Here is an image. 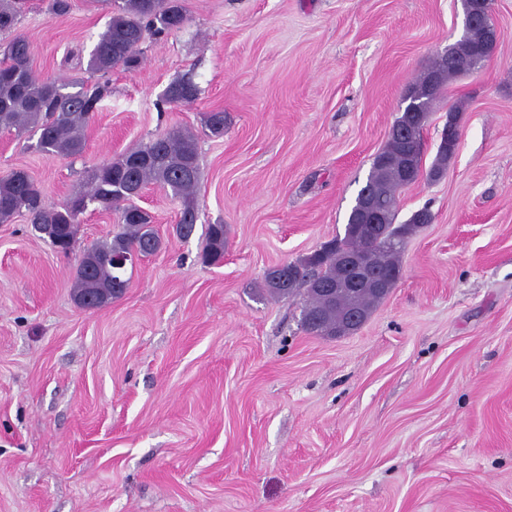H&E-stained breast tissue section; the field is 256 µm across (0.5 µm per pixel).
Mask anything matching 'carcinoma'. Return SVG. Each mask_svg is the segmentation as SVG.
I'll use <instances>...</instances> for the list:
<instances>
[{"mask_svg":"<svg viewBox=\"0 0 512 512\" xmlns=\"http://www.w3.org/2000/svg\"><path fill=\"white\" fill-rule=\"evenodd\" d=\"M113 4L105 31L90 52L88 71L106 75L117 68L130 69L139 64V45L146 36L161 37L180 29L186 13L180 0H111ZM22 0H0V32L11 31L21 11ZM453 58L448 64L435 60L428 71L436 76L437 84L445 87L463 75L471 57L481 54L477 33L462 36L452 45ZM109 93L106 82L94 83L75 79L48 82L36 76L30 66L29 44L15 36L0 45V129L18 133L31 131L38 135L35 147L48 156L77 157L85 146V131L98 112L99 104ZM199 90L190 81H177L166 89L162 102L188 104L198 97ZM436 99L410 100L395 124L408 130L409 138L391 136L374 157L365 185L357 197L368 196L381 206L382 232L373 242L354 229L363 225V209L353 205L344 236L333 238L334 245L307 260L303 255L291 262L272 266L264 274L262 288L271 296L288 298L300 291L307 297L302 315L315 314L313 325L302 322L310 334L323 335L333 330L349 313L370 316L384 296L364 288L354 294L344 285L346 277L340 265L343 252H362L367 263L388 274L401 277L402 256L407 239L418 229L432 223L433 214L423 209L421 219L409 218L397 223L399 192L410 185L402 168L410 163L421 171L423 158L411 154L409 141L423 139L424 119ZM205 128L215 137L224 135V113L210 112ZM454 138L440 141L436 157L427 172L435 180L447 169L455 155ZM200 156L196 136L182 128H173L148 142L124 153L120 158L94 166L88 172L89 188L72 195L59 207L46 204L41 186L25 170L16 169L0 178V222L25 213L44 238H75L89 205L102 210L119 212L118 230L112 237L89 246L96 261L87 265L78 260L74 276V297L86 309H95L122 295L116 291L119 275L113 269L112 255L137 251L143 257L157 253L161 238L152 224V217L136 203L138 195L131 188L144 189L149 183L171 192L181 201L175 225L177 235L187 238L195 230L198 209L195 196L199 182ZM225 227L209 224L203 260L218 264L224 260ZM342 284L336 305L328 304L319 288ZM105 296L97 304L83 303V297L93 293Z\"/></svg>","mask_w":512,"mask_h":512,"instance_id":"carcinoma-1","label":"carcinoma"}]
</instances>
